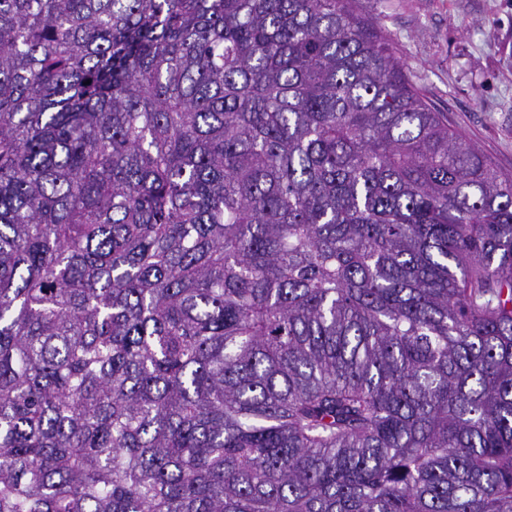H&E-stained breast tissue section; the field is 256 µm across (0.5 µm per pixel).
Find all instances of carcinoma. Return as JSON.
<instances>
[{
    "label": "carcinoma",
    "instance_id": "obj_1",
    "mask_svg": "<svg viewBox=\"0 0 512 512\" xmlns=\"http://www.w3.org/2000/svg\"><path fill=\"white\" fill-rule=\"evenodd\" d=\"M0 512H512V174L352 0H0Z\"/></svg>",
    "mask_w": 512,
    "mask_h": 512
}]
</instances>
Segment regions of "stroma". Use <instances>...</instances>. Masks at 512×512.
<instances>
[{
	"instance_id": "obj_1",
	"label": "stroma",
	"mask_w": 512,
	"mask_h": 512,
	"mask_svg": "<svg viewBox=\"0 0 512 512\" xmlns=\"http://www.w3.org/2000/svg\"><path fill=\"white\" fill-rule=\"evenodd\" d=\"M428 103L512 173V0H355Z\"/></svg>"
}]
</instances>
